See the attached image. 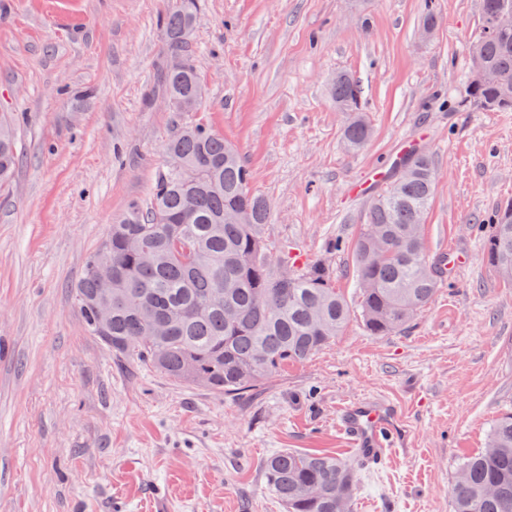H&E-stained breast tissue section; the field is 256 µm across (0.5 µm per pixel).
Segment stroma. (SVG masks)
I'll return each mask as SVG.
<instances>
[{
  "label": "stroma",
  "instance_id": "stroma-1",
  "mask_svg": "<svg viewBox=\"0 0 512 512\" xmlns=\"http://www.w3.org/2000/svg\"><path fill=\"white\" fill-rule=\"evenodd\" d=\"M191 43L199 111L145 105L172 0H0V114L20 162L0 189V512H286L262 461L328 452L352 465L374 512H452L461 461L512 409V284L487 263L490 217L512 199V112L461 105L479 0H201ZM437 28L420 30L426 10ZM362 88L371 141L350 151L330 98ZM187 123L222 134L271 205L264 234L330 266L355 300L352 243L382 161L421 144L436 167L430 252L462 256L402 331L359 316L334 344L253 395L178 385L116 360L90 336L74 288L131 201L146 200L162 146ZM382 398L400 454L359 458L340 408Z\"/></svg>",
  "mask_w": 512,
  "mask_h": 512
}]
</instances>
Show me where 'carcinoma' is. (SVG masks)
Returning <instances> with one entry per match:
<instances>
[{
	"label": "carcinoma",
	"mask_w": 512,
	"mask_h": 512,
	"mask_svg": "<svg viewBox=\"0 0 512 512\" xmlns=\"http://www.w3.org/2000/svg\"><path fill=\"white\" fill-rule=\"evenodd\" d=\"M512 0H481L469 42L470 67L487 72L466 98L485 111L512 110V27L499 13ZM199 0H176L165 13V57L146 105L169 96L197 110L202 85L187 34ZM331 96L348 113L343 137L353 150L372 137L360 90L336 74ZM163 165L146 203L133 201L87 258L75 287L90 335L118 360L149 364L179 384L226 397L254 392L290 363L330 345L350 317L324 263L305 269L272 254L263 235L266 199L251 190L252 173L224 136L202 123L183 126L163 147ZM20 152L13 123L0 119V186ZM436 174L430 156L408 146L373 201L353 246L362 320L374 335L408 324L447 276L449 256H431L424 224ZM485 257L512 281V201L495 211ZM112 267V281L98 276ZM268 489L288 512H350L356 492L346 461L327 454L281 452L262 464ZM454 512H512V411L493 424L486 448L459 467Z\"/></svg>",
	"instance_id": "obj_1"
}]
</instances>
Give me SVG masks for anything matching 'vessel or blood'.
<instances>
[{
	"label": "vessel or blood",
	"instance_id": "b4317fda",
	"mask_svg": "<svg viewBox=\"0 0 512 512\" xmlns=\"http://www.w3.org/2000/svg\"><path fill=\"white\" fill-rule=\"evenodd\" d=\"M392 417L393 409L385 401H357L343 406L339 423L360 457L383 463L395 453L386 441Z\"/></svg>",
	"mask_w": 512,
	"mask_h": 512
}]
</instances>
